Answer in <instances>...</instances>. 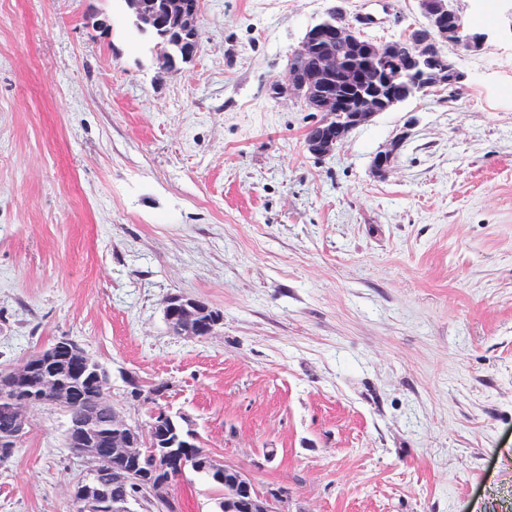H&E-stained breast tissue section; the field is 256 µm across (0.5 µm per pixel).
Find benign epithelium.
<instances>
[{
    "label": "benign epithelium",
    "mask_w": 512,
    "mask_h": 512,
    "mask_svg": "<svg viewBox=\"0 0 512 512\" xmlns=\"http://www.w3.org/2000/svg\"><path fill=\"white\" fill-rule=\"evenodd\" d=\"M416 2L423 23L403 33L408 50L401 61L394 57L393 45L369 42L348 23L341 22L329 28L318 24L301 41L298 46L301 53L315 52L316 70L308 72L298 65H286L285 80L273 84L272 94L276 97L291 95L311 112H325L331 103H336L335 119L309 128L305 138L309 153L329 156L355 129L369 124L378 114L392 110L410 94L457 87L466 80V75L453 60L437 62L436 49L448 44L461 53H478L492 32L465 33L459 9L448 0ZM157 3L158 0H131L130 6L144 24L162 31V37L176 35L183 62H191L201 40V8L189 9L185 0H163L160 9L155 7ZM402 140L401 136L393 139L373 156L371 171L374 174L382 176L392 167ZM163 314L166 323L179 325L180 335L191 339L213 336L222 324V319L211 307L182 296L169 297L164 303ZM130 380L135 386L134 398L148 411L149 418L143 422L132 420L111 395L102 394V402L111 409L117 424V433L111 443V459L102 460V468H108L113 460L138 461L143 458L155 470L169 474L174 471L182 474L192 467L229 478L232 490L224 498L226 512H305L303 508L293 506L288 488L267 486L260 489L251 473L212 452L198 453L193 461H187L184 450L199 445L198 435L189 426L175 437L177 447H156L155 431L172 420L169 410L160 404L166 389L160 382L145 387L133 376ZM16 411L18 431L13 443L0 450L3 456L13 452L31 427V402L24 398L17 400ZM93 423L94 415L90 414L71 435V444L82 449L86 457L96 455L95 449L88 447ZM70 497L76 512H99L98 502L87 491L73 489Z\"/></svg>",
    "instance_id": "obj_1"
}]
</instances>
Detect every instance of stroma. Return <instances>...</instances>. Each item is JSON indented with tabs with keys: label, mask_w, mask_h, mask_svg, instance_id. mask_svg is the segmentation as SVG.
Segmentation results:
<instances>
[{
	"label": "stroma",
	"mask_w": 512,
	"mask_h": 512,
	"mask_svg": "<svg viewBox=\"0 0 512 512\" xmlns=\"http://www.w3.org/2000/svg\"><path fill=\"white\" fill-rule=\"evenodd\" d=\"M201 3L166 70L124 0H0V365L67 338L115 398L169 382L206 448L306 512H512V36L446 47L463 87L317 158L320 113L271 84L328 8L385 42L415 0ZM174 294L217 335H173ZM31 416L0 512H72L63 414ZM173 493L214 510L194 471ZM403 136L393 139L388 145L379 150L371 160V171L382 176L392 167L400 149Z\"/></svg>",
	"instance_id": "35a3bbf8"
}]
</instances>
